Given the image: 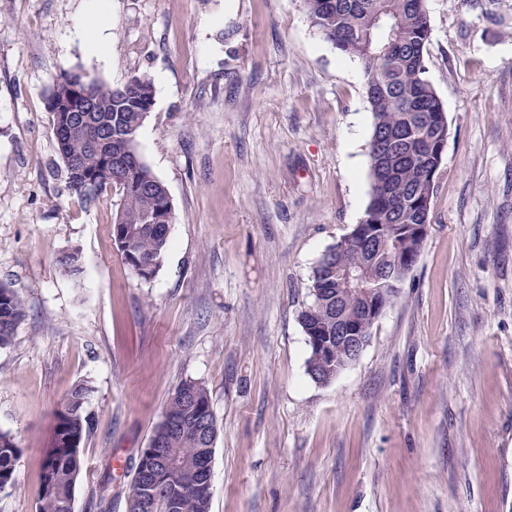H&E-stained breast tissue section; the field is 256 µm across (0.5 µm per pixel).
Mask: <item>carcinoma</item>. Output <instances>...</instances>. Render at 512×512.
<instances>
[{"mask_svg":"<svg viewBox=\"0 0 512 512\" xmlns=\"http://www.w3.org/2000/svg\"><path fill=\"white\" fill-rule=\"evenodd\" d=\"M310 21L336 50L362 67L366 96L373 116L368 146L371 190L362 223L382 224L389 235L379 252L380 263L406 280L411 268L404 258L420 255L425 237L407 232L409 224L429 223L435 183L430 172L440 168L449 127L446 109L427 78L424 51L431 35L426 0H306ZM87 75L67 73L49 89L45 107L52 115V131L63 162L68 188L89 200L93 193L77 186L83 173L98 178L101 187L117 197L112 237L129 267L147 264L138 278L149 281L159 270L168 249L174 215L168 189L137 151L136 135L151 112L154 84L147 76L132 78L112 87L96 78L89 86L94 115L112 123V140L96 153L81 131L67 133L71 126L70 100ZM364 254L349 241L336 252L328 249L311 276L313 303L299 316L305 336L336 335V294L342 296L347 316H359L357 293L352 285L336 279V266H359ZM62 273L81 274L77 251L59 259ZM25 317L22 299L9 285L0 283V349L12 345L18 325ZM307 375L316 383L336 378V363L346 359L343 350L322 364L314 346H309ZM91 387L76 384L57 405L49 448L42 463L37 493V512H75V489L82 473L81 445L91 433L86 404ZM164 412L194 421L199 431L168 435L165 419L153 427L150 437H169L167 447L177 459L182 475L172 474L155 484L148 476L146 457L140 456L127 499L131 512H169L168 502L177 500V512H210L211 470L218 425L208 389L185 380L169 397ZM21 448L15 436L0 430V492L15 484V469ZM100 512L112 510V483L95 490Z\"/></svg>","mask_w":512,"mask_h":512,"instance_id":"carcinoma-1","label":"carcinoma"}]
</instances>
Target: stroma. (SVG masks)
I'll use <instances>...</instances> for the list:
<instances>
[{"label":"stroma","mask_w":512,"mask_h":512,"mask_svg":"<svg viewBox=\"0 0 512 512\" xmlns=\"http://www.w3.org/2000/svg\"><path fill=\"white\" fill-rule=\"evenodd\" d=\"M0 0V281L27 315L0 349L21 448L0 512H36L54 411L93 392L75 512H112L183 380L219 432L211 512H512V0H427L450 135L419 259L356 362L320 385L299 322L312 271L360 223L373 118L360 65L304 0ZM106 53L94 52L97 37ZM148 76L137 148L174 222L157 275L112 240L116 197L65 187L47 90ZM78 249L83 273L56 260Z\"/></svg>","instance_id":"obj_1"}]
</instances>
